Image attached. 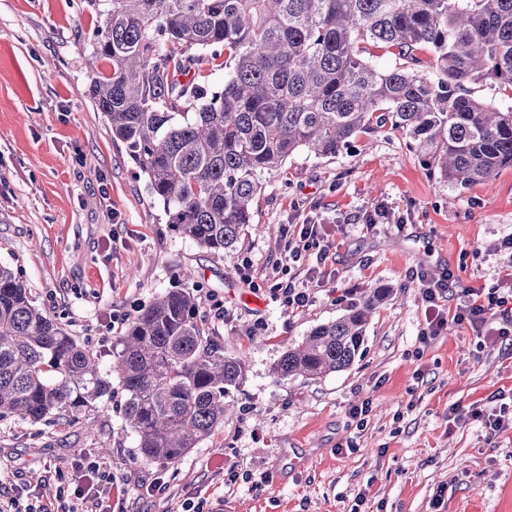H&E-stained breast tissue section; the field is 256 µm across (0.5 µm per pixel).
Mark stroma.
<instances>
[{
	"mask_svg": "<svg viewBox=\"0 0 512 512\" xmlns=\"http://www.w3.org/2000/svg\"><path fill=\"white\" fill-rule=\"evenodd\" d=\"M96 26L88 0H0V264L98 354L104 379L129 319L172 288L197 295L246 377L223 425L174 464L140 454L117 384L76 420L0 419V494L52 497L62 472L117 512H350L360 493L366 512H512V431L448 419L494 396L512 408V342L466 324L420 341L422 278L456 275L445 308L465 288L512 289V253L499 248L512 237V168L456 190L385 129L334 158L297 153L263 176L235 249L209 253L170 230L85 94ZM377 207L387 215L367 228ZM309 221L330 252L303 282L310 305L291 312L270 298L272 271L286 263L282 227ZM246 256L252 288L238 272ZM373 288L391 294L349 369L274 377L289 348ZM362 402L360 429L348 411ZM91 461L111 484L86 476Z\"/></svg>",
	"mask_w": 512,
	"mask_h": 512,
	"instance_id": "stroma-1",
	"label": "stroma"
}]
</instances>
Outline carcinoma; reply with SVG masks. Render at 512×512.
Returning a JSON list of instances; mask_svg holds the SVG:
<instances>
[{
	"label": "carcinoma",
	"instance_id": "obj_1",
	"mask_svg": "<svg viewBox=\"0 0 512 512\" xmlns=\"http://www.w3.org/2000/svg\"><path fill=\"white\" fill-rule=\"evenodd\" d=\"M100 17L86 95L179 236L219 254L253 221L261 175L306 150L334 158L384 127L454 189L512 167V0H89ZM375 48L394 59L381 68ZM221 60L224 84L182 81ZM386 289L311 329L279 380L348 369ZM113 364L141 452L182 459L224 422L243 379L196 295L172 288L130 322ZM110 389L99 358L0 265V419L77 415Z\"/></svg>",
	"mask_w": 512,
	"mask_h": 512
}]
</instances>
